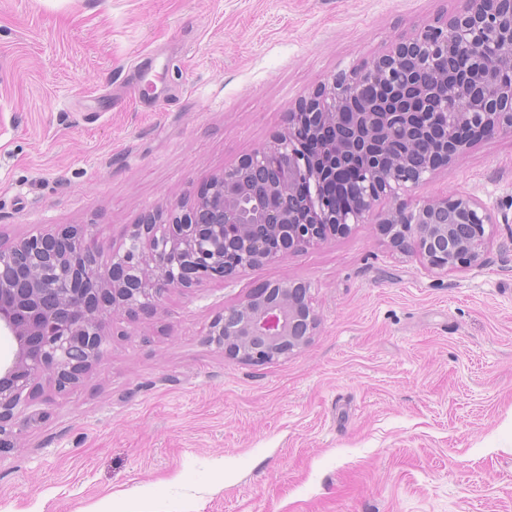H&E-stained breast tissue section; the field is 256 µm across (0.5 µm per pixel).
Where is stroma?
<instances>
[{
  "mask_svg": "<svg viewBox=\"0 0 512 512\" xmlns=\"http://www.w3.org/2000/svg\"><path fill=\"white\" fill-rule=\"evenodd\" d=\"M458 0H0V240L89 224L103 251L267 144L295 103ZM512 216V136L409 192ZM309 282L288 358L208 344L250 290ZM0 452V512H512V224L428 273L377 224L164 294Z\"/></svg>",
  "mask_w": 512,
  "mask_h": 512,
  "instance_id": "1",
  "label": "stroma"
}]
</instances>
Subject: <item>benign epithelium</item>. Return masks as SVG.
Segmentation results:
<instances>
[{"label": "benign epithelium", "mask_w": 512, "mask_h": 512, "mask_svg": "<svg viewBox=\"0 0 512 512\" xmlns=\"http://www.w3.org/2000/svg\"><path fill=\"white\" fill-rule=\"evenodd\" d=\"M371 63L341 72L301 98L269 143L212 174L193 202L165 203L128 226L101 262L86 224L0 243V335L16 348L0 360V451L14 448L36 381L76 388L105 355L107 326L157 312L164 293L226 282L249 269L365 223L382 196L389 245L430 272L484 264L497 220L466 195L401 196L483 137L512 135V0H460ZM378 85L377 95L362 88ZM436 148L408 161L419 138ZM319 315L305 281L263 284L213 319L210 343L249 364L306 347Z\"/></svg>", "instance_id": "1"}]
</instances>
